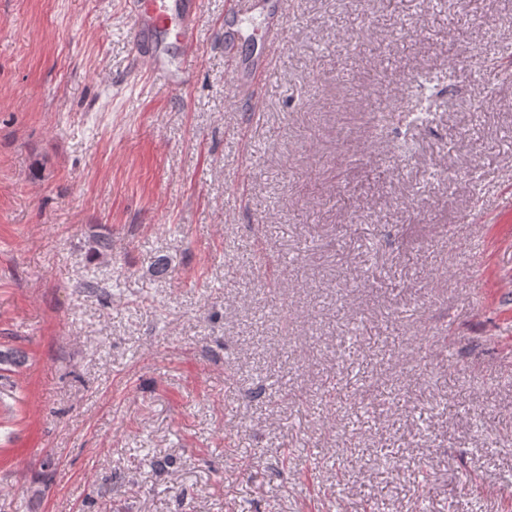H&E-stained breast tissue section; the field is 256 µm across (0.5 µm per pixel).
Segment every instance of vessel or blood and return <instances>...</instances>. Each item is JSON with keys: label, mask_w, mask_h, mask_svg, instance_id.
I'll list each match as a JSON object with an SVG mask.
<instances>
[{"label": "vessel or blood", "mask_w": 512, "mask_h": 512, "mask_svg": "<svg viewBox=\"0 0 512 512\" xmlns=\"http://www.w3.org/2000/svg\"><path fill=\"white\" fill-rule=\"evenodd\" d=\"M135 9L130 39L136 53L147 59L151 69L166 68L167 61L160 43L174 36L181 44L184 57H193L198 46L200 0H134ZM271 19L266 23L262 39L274 48L284 41L287 30V0H270Z\"/></svg>", "instance_id": "1"}]
</instances>
